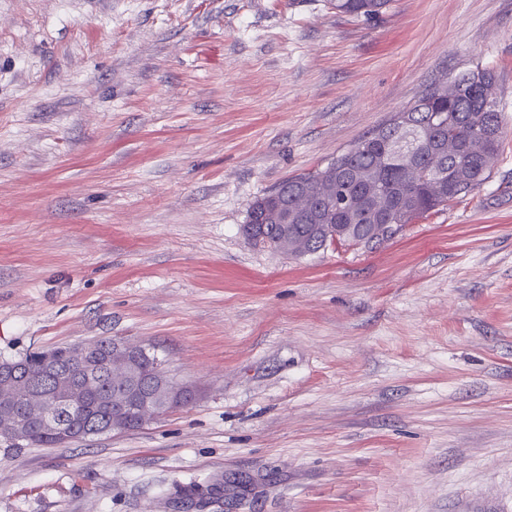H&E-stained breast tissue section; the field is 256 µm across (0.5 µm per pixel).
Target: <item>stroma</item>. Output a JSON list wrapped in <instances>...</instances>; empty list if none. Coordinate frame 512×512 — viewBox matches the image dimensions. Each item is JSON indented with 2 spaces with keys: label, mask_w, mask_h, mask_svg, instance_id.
<instances>
[{
  "label": "stroma",
  "mask_w": 512,
  "mask_h": 512,
  "mask_svg": "<svg viewBox=\"0 0 512 512\" xmlns=\"http://www.w3.org/2000/svg\"><path fill=\"white\" fill-rule=\"evenodd\" d=\"M478 65L480 187L374 246L242 235ZM100 338L196 401L0 440V512H512V0H0V358ZM332 2L337 12L370 19L380 14L391 0H333Z\"/></svg>",
  "instance_id": "35a3bbf8"
}]
</instances>
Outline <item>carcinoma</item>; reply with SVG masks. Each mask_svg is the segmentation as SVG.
<instances>
[{
    "label": "carcinoma",
    "mask_w": 512,
    "mask_h": 512,
    "mask_svg": "<svg viewBox=\"0 0 512 512\" xmlns=\"http://www.w3.org/2000/svg\"><path fill=\"white\" fill-rule=\"evenodd\" d=\"M391 0H333L336 11L370 19L382 12ZM504 135L493 71L475 67L451 81L434 83L414 102L384 126L364 137L336 160L313 172L288 178V212H304L311 200L323 208L305 222L281 224L282 209L272 192L257 198L248 218L265 227L261 243L291 256L317 253L338 245L373 246L391 238L406 224L448 205L490 176ZM87 361L98 367L107 360L112 339L91 343ZM70 345L34 352L19 358L3 359L0 367H19L16 379L22 386L38 384L54 371L70 368ZM140 366L139 375L149 389L157 386L163 373L162 360ZM128 414L129 429L145 425L142 410L129 399L117 373L100 372L86 397L75 409L60 408L81 441L106 434L89 427L112 417V409ZM28 424L27 445L52 448L58 441L45 432L40 417L28 405L16 410Z\"/></svg>",
    "instance_id": "cac0c4a2"
}]
</instances>
